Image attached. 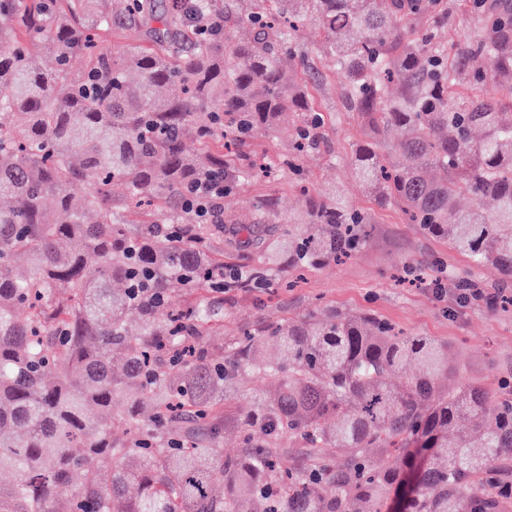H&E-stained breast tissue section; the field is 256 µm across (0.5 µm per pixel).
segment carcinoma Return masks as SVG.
I'll list each match as a JSON object with an SVG mask.
<instances>
[{"instance_id": "obj_1", "label": "carcinoma", "mask_w": 512, "mask_h": 512, "mask_svg": "<svg viewBox=\"0 0 512 512\" xmlns=\"http://www.w3.org/2000/svg\"><path fill=\"white\" fill-rule=\"evenodd\" d=\"M266 2L240 16L218 0H0V512H512V389L456 380L448 346L328 309L247 330L212 360L203 294L227 275L214 242L269 229L262 212L199 224L185 206L211 174L251 175L243 146L290 112L281 166L323 146L294 43L313 22L365 130L351 166L368 194L512 279V0H466L475 25L446 43L454 16L436 0ZM114 29L150 44L100 46ZM40 38L50 69L29 50ZM301 194L262 267L223 289L366 245L342 191ZM461 194L475 205L457 208ZM175 285L184 310L169 308ZM245 376L275 388L241 419L224 392Z\"/></svg>"}]
</instances>
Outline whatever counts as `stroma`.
<instances>
[{"mask_svg": "<svg viewBox=\"0 0 512 512\" xmlns=\"http://www.w3.org/2000/svg\"><path fill=\"white\" fill-rule=\"evenodd\" d=\"M295 39L315 106L325 118L326 145L301 159L300 176L285 173L271 181L248 179L225 193L221 206L225 215L243 220L255 210H264L272 234L279 235L287 229L289 213L302 203L301 186L316 190L333 183L344 190L354 208L367 215V243L344 263L305 272L294 288L273 284L263 290L207 294L220 320L212 344H228L243 331L296 320L327 307L369 312L408 334L446 343L462 378L498 391L501 380L512 381V310L478 302L460 305L451 275H468L477 287L491 292L501 287L512 294V283L500 284L492 268L470 267L446 243L407 223L398 206L380 205L359 187L350 156L364 131L356 113L344 105L342 79L323 51L322 31L308 24L297 31ZM435 266L444 271L443 297H436L428 287L406 285L414 271L427 272Z\"/></svg>", "mask_w": 512, "mask_h": 512, "instance_id": "obj_1", "label": "stroma"}]
</instances>
